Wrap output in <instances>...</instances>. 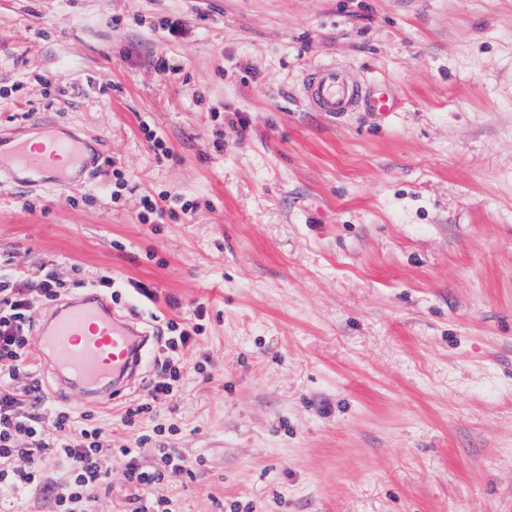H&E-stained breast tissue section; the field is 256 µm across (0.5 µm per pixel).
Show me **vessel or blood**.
Returning <instances> with one entry per match:
<instances>
[{"label":"vessel or blood","instance_id":"obj_1","mask_svg":"<svg viewBox=\"0 0 512 512\" xmlns=\"http://www.w3.org/2000/svg\"><path fill=\"white\" fill-rule=\"evenodd\" d=\"M306 86L316 111H355L362 91L347 69L326 65L308 74ZM86 163L84 144L49 138L46 144L12 141L0 149V169L52 170L59 186L74 185ZM37 350L53 374L56 399L83 392L88 401L112 399L118 384L141 364L150 334L137 319L113 312L105 297L91 290L76 295L42 320L36 331Z\"/></svg>","mask_w":512,"mask_h":512}]
</instances>
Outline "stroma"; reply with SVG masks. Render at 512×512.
Instances as JSON below:
<instances>
[{"mask_svg": "<svg viewBox=\"0 0 512 512\" xmlns=\"http://www.w3.org/2000/svg\"><path fill=\"white\" fill-rule=\"evenodd\" d=\"M331 63L397 109L311 110ZM47 125L90 165L0 174V258L206 310L177 512H512V0H0V139ZM160 354L70 397L113 446ZM142 208L147 214L162 218L165 212L175 213V209H180L182 214L188 215L193 212V207L182 201L178 195L159 194L158 199L152 195H144L141 198Z\"/></svg>", "mask_w": 512, "mask_h": 512, "instance_id": "1", "label": "stroma"}]
</instances>
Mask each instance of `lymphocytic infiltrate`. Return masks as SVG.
<instances>
[{
	"instance_id": "f902f5d3",
	"label": "lymphocytic infiltrate",
	"mask_w": 512,
	"mask_h": 512,
	"mask_svg": "<svg viewBox=\"0 0 512 512\" xmlns=\"http://www.w3.org/2000/svg\"><path fill=\"white\" fill-rule=\"evenodd\" d=\"M61 288L47 266L34 271L0 267V496L21 499L38 492L53 502L54 512H92L117 459L130 489L126 512H174L172 500L157 490L191 473L193 463L174 446L179 427L159 422L157 407L183 387L184 368L175 354L203 333V308L159 325L167 355L142 403L122 420L133 432L129 447L116 448L111 430L95 424L91 413L52 402L36 377L32 298L56 300ZM144 447L154 454L152 465L140 460ZM52 460L65 463L62 476L51 474Z\"/></svg>"
}]
</instances>
